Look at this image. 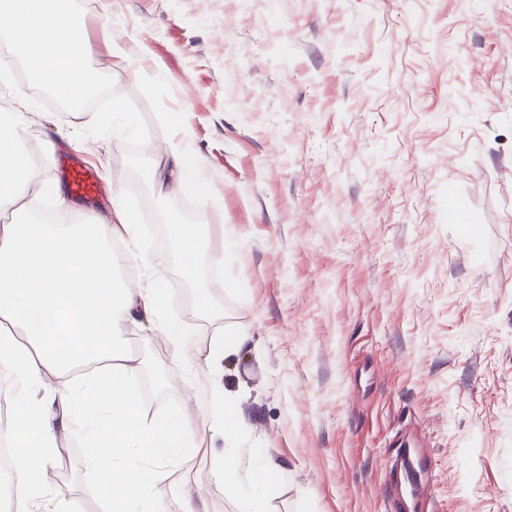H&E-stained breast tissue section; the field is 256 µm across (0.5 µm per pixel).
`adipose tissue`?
Instances as JSON below:
<instances>
[{
  "instance_id": "obj_1",
  "label": "adipose tissue",
  "mask_w": 512,
  "mask_h": 512,
  "mask_svg": "<svg viewBox=\"0 0 512 512\" xmlns=\"http://www.w3.org/2000/svg\"><path fill=\"white\" fill-rule=\"evenodd\" d=\"M196 164L181 143L169 142L158 195L182 192ZM33 172L12 113H0V208L25 211ZM139 227L120 194L111 219L81 224L0 226V369L12 379L13 412L0 437L13 448L15 499L22 512H78L73 503L48 506L40 479L59 448L54 401L81 410L89 459L113 512H162L157 488L169 465L196 448L184 432L185 415L147 418L133 387L137 376L119 344L127 323L148 322L177 342H189L169 319L163 275L145 288L119 275L115 242L135 241ZM27 338L19 343L14 328ZM79 377H72V370Z\"/></svg>"
}]
</instances>
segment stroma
I'll list each match as a JSON object with an SVG mask.
<instances>
[{"mask_svg": "<svg viewBox=\"0 0 512 512\" xmlns=\"http://www.w3.org/2000/svg\"><path fill=\"white\" fill-rule=\"evenodd\" d=\"M93 68L146 118L158 161L182 114L213 198L206 244L243 299L198 318L156 252L187 362L151 324L121 339L154 415L188 416L167 512H395L389 460L427 450L440 512H512V0H83ZM116 34L121 57L98 43ZM19 115L41 186L28 220L108 216L133 177L121 138L77 139L88 111ZM93 196L54 192L62 163ZM464 221L450 223L449 209ZM241 349L225 354L231 335ZM244 419L224 470L212 414ZM43 475L48 499L107 512L82 435ZM236 484L229 496L217 480ZM68 188L72 195L89 197L95 192L96 183L86 170L73 167L68 171Z\"/></svg>", "mask_w": 512, "mask_h": 512, "instance_id": "35a3bbf8", "label": "stroma"}]
</instances>
